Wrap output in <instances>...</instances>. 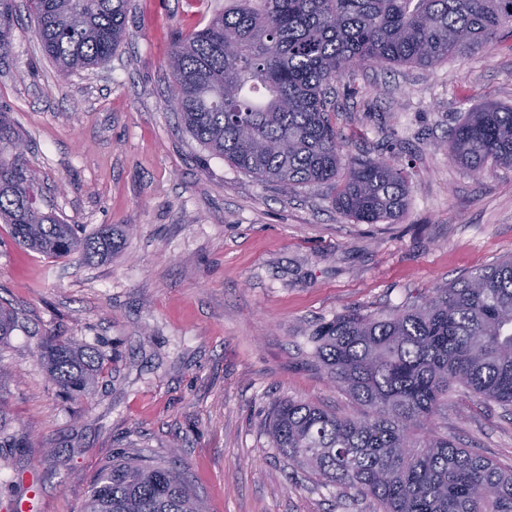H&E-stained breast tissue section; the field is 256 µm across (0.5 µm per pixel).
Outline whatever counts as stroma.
Listing matches in <instances>:
<instances>
[{
	"label": "stroma",
	"instance_id": "obj_1",
	"mask_svg": "<svg viewBox=\"0 0 512 512\" xmlns=\"http://www.w3.org/2000/svg\"><path fill=\"white\" fill-rule=\"evenodd\" d=\"M129 2L102 66L61 73L27 0L0 52V109L53 211L89 232L128 227L121 253L85 261L30 252L0 224V306L19 318L0 344V512H82L102 466L134 451L184 465L207 512H372L290 466L264 422L283 399L357 413L313 357L320 325L421 303L512 256V168L477 176L445 146L465 112L512 104V38L433 68L365 64L333 84L342 155L409 173L403 217L358 224L329 188L287 189L209 155L167 107L176 40L227 0ZM57 332L103 355L91 395L47 378L40 345ZM434 423L512 466V411L466 393Z\"/></svg>",
	"mask_w": 512,
	"mask_h": 512
}]
</instances>
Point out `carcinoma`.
Segmentation results:
<instances>
[{"label": "carcinoma", "mask_w": 512, "mask_h": 512, "mask_svg": "<svg viewBox=\"0 0 512 512\" xmlns=\"http://www.w3.org/2000/svg\"><path fill=\"white\" fill-rule=\"evenodd\" d=\"M37 36L59 70L98 67L126 37L128 0H29ZM13 0H0V50L13 32ZM512 30V0H229L210 23L179 38L169 61L170 102L211 155L265 182L326 185L344 216L396 222L410 191L405 168L342 159L333 82L357 64L435 67ZM24 140L0 111V223L49 258L107 260L120 224L86 235L42 205ZM452 161L480 172L512 168V105L466 113L450 133ZM19 327L0 307V343ZM329 378L359 406L338 415L311 403L273 406L267 434L288 464L339 486L376 512H512L503 468L433 422L448 398L471 390L512 406V258L437 288L420 305L374 317L348 310L311 336ZM41 359L68 397L103 369L94 348L48 334ZM83 512H205L180 470L143 453L106 464Z\"/></svg>", "instance_id": "1"}]
</instances>
